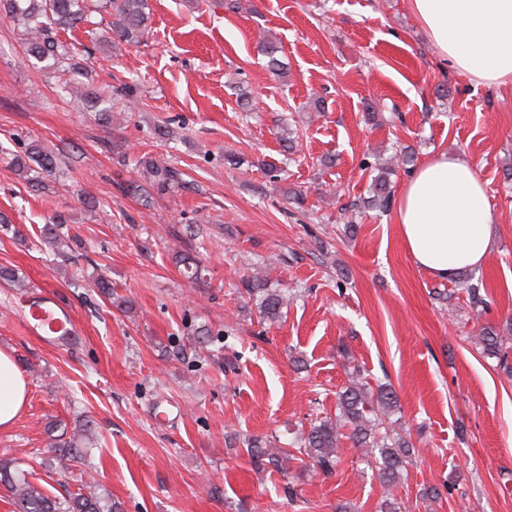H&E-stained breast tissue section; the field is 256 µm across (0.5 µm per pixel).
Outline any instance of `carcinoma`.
I'll list each match as a JSON object with an SVG mask.
<instances>
[{
	"mask_svg": "<svg viewBox=\"0 0 512 512\" xmlns=\"http://www.w3.org/2000/svg\"><path fill=\"white\" fill-rule=\"evenodd\" d=\"M0 14L16 22L29 56L40 62H50V66L58 71L79 74L85 67L61 34L84 26L91 34L100 29L117 42L137 46L146 34L150 9L148 0H0ZM61 92L74 108H93L101 125L112 126V106L94 87L66 83ZM409 162L410 155L403 151L392 155L378 168V174L372 180V206L387 210L391 201L389 176ZM13 164L20 177L39 189L46 188L48 181L65 176L55 152L35 140L14 157ZM138 165L146 185H138L134 190L147 198L153 191L159 194L172 192L184 183L181 170L170 163L144 155ZM65 223L63 215L57 214L39 228L41 241L56 255L71 249V238L62 231ZM94 284L111 304L119 308L126 306V300L115 298L116 292L110 281L99 276ZM242 284L249 296H259L261 319L273 323L281 318L283 308L288 305V294L265 287L264 281L258 278H244ZM511 332L512 326L504 332L490 325L484 326L478 334L479 344L483 351L499 357L507 349ZM397 402L392 388L380 386L374 392L367 387L362 369L355 364L348 386L337 394L335 416L319 418L292 449L277 448L268 439H256L248 453L255 464L270 465L278 472L286 470L288 463L299 460L329 474L341 462L343 440L347 439L377 467L379 480L386 489L381 512H402V503L394 490L411 464L413 443L389 425ZM86 438L87 429L81 428L69 440L60 441L53 450L50 466L68 469L84 461ZM0 485L11 493L14 512H121L120 503L95 491L70 493L62 498L51 496L43 486L32 483L29 472L14 459H0Z\"/></svg>",
	"mask_w": 512,
	"mask_h": 512,
	"instance_id": "cac0c4a2",
	"label": "carcinoma"
}]
</instances>
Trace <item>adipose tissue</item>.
Instances as JSON below:
<instances>
[{
  "mask_svg": "<svg viewBox=\"0 0 512 512\" xmlns=\"http://www.w3.org/2000/svg\"><path fill=\"white\" fill-rule=\"evenodd\" d=\"M451 69L482 86L512 85V0H408ZM488 194L476 168L445 152L431 155L404 181L397 199L400 236L417 266L439 279L482 265L492 248ZM27 381L0 350V432L26 399Z\"/></svg>",
  "mask_w": 512,
  "mask_h": 512,
  "instance_id": "1",
  "label": "adipose tissue"
}]
</instances>
